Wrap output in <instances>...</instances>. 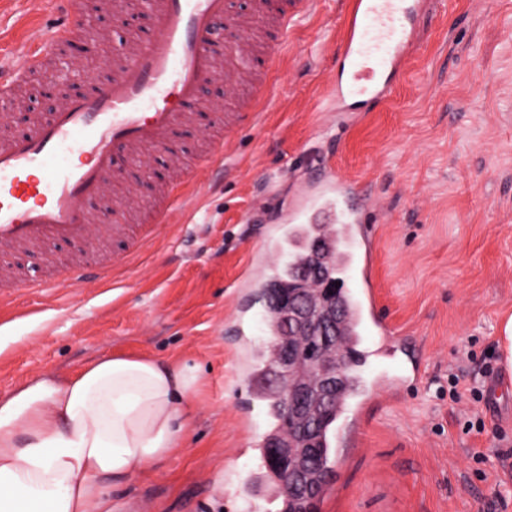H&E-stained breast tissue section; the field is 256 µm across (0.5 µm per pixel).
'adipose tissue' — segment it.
<instances>
[{
    "label": "adipose tissue",
    "instance_id": "obj_1",
    "mask_svg": "<svg viewBox=\"0 0 512 512\" xmlns=\"http://www.w3.org/2000/svg\"><path fill=\"white\" fill-rule=\"evenodd\" d=\"M197 367L111 355L0 394V512H118L104 481L180 451Z\"/></svg>",
    "mask_w": 512,
    "mask_h": 512
}]
</instances>
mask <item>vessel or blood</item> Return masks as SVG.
<instances>
[{
  "label": "vessel or blood",
  "mask_w": 512,
  "mask_h": 512,
  "mask_svg": "<svg viewBox=\"0 0 512 512\" xmlns=\"http://www.w3.org/2000/svg\"><path fill=\"white\" fill-rule=\"evenodd\" d=\"M422 0H346L336 71L329 93L337 107L372 110L394 91L414 47V26ZM60 21L52 34L31 29L26 44L0 61V120L9 121L17 87L40 71L62 48L84 40L86 18L76 0H55ZM319 0H288L274 21L288 36L298 21L313 14ZM157 32L131 43L81 79L92 91L59 99L47 116L35 117L22 135L0 132V255L35 251L71 239L94 243L105 222L118 224L132 239L127 254L111 268L126 266L164 229L169 218L194 196L202 170L223 168L231 136L257 124L255 102L216 117L207 150L186 157L176 142L191 115L187 107L202 100L205 85L221 81L234 88H261L263 75L249 62L252 38L261 34L257 19L236 11L231 0H149ZM163 154L172 173L150 210L149 229L126 222L119 189L123 162L151 168ZM353 188L330 185L318 201L335 212L328 231L337 232L349 256L351 324L367 336L364 367L372 378L367 393L351 399L356 411L381 392L383 384L414 382L417 366L397 357L385 326L375 314L371 255L363 250L362 213L347 206ZM84 263L72 264L62 277L16 278L20 288H67L80 282Z\"/></svg>",
  "instance_id": "b4317fda"
}]
</instances>
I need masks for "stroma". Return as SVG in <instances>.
<instances>
[{
    "mask_svg": "<svg viewBox=\"0 0 512 512\" xmlns=\"http://www.w3.org/2000/svg\"><path fill=\"white\" fill-rule=\"evenodd\" d=\"M97 3L86 7L93 33L112 27ZM344 9L321 0L293 28L261 124L232 138L231 169L204 176L187 213L127 270L0 305L1 394L109 354L199 366L180 453L122 486L123 512H278L259 452L269 418L249 384L268 341L253 291L276 261L265 241L338 179L369 187L359 206L379 311L423 377L340 417L346 442L317 512H512V387L500 385L497 345L512 313V0H424L399 89L370 112L332 111L326 93ZM156 26L132 13L105 48ZM66 67L62 57L26 80L15 115L41 113L45 88L69 96ZM226 99L218 83L193 106L187 151L204 146Z\"/></svg>",
    "mask_w": 512,
    "mask_h": 512,
    "instance_id": "obj_1",
    "label": "stroma"
}]
</instances>
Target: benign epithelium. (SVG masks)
Instances as JSON below:
<instances>
[{"mask_svg": "<svg viewBox=\"0 0 512 512\" xmlns=\"http://www.w3.org/2000/svg\"><path fill=\"white\" fill-rule=\"evenodd\" d=\"M334 291L335 283H314L312 274L305 270L296 281L278 283L268 293L270 305L279 312L284 324V333L276 342L270 384L275 386L281 377L289 375L295 377V382L285 403L290 423L288 438L266 452L264 466L280 474L288 488L305 494L315 488L308 465L314 453L309 439L339 389ZM311 337L320 340V348L304 357L297 345Z\"/></svg>", "mask_w": 512, "mask_h": 512, "instance_id": "7a95c632", "label": "benign epithelium"}]
</instances>
